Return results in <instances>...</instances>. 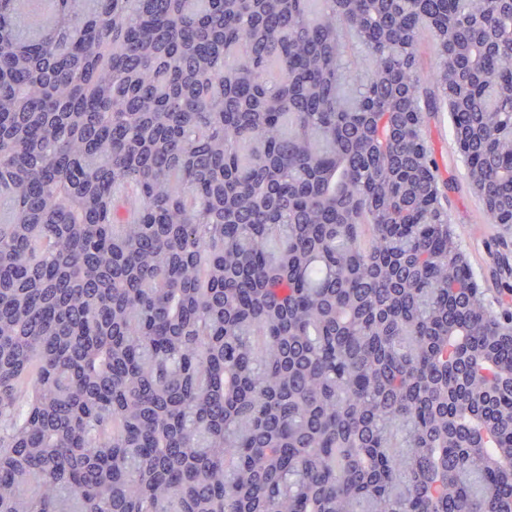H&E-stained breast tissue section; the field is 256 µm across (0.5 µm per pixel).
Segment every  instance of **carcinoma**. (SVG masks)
Masks as SVG:
<instances>
[{"label":"carcinoma","mask_w":512,"mask_h":512,"mask_svg":"<svg viewBox=\"0 0 512 512\" xmlns=\"http://www.w3.org/2000/svg\"><path fill=\"white\" fill-rule=\"evenodd\" d=\"M54 2L0 0V512H512L509 243L428 145L512 224V0ZM429 135L441 166L447 169L448 174L454 175L457 181H464L465 167L452 140L450 121L445 107L431 122ZM482 204L480 197L475 194L471 189L464 188L461 192L455 193L451 198V204L448 206L450 224L454 225L457 234L462 241L463 256L465 261L474 269H483L487 272L488 267L492 264V255L487 251L485 241L487 236L493 232H485L483 230L486 219L484 212L478 215V223L475 224L471 235H465L463 229L467 225L473 224L472 220V206L474 203ZM483 205V204H482ZM495 230L494 224L490 226Z\"/></svg>","instance_id":"1"}]
</instances>
